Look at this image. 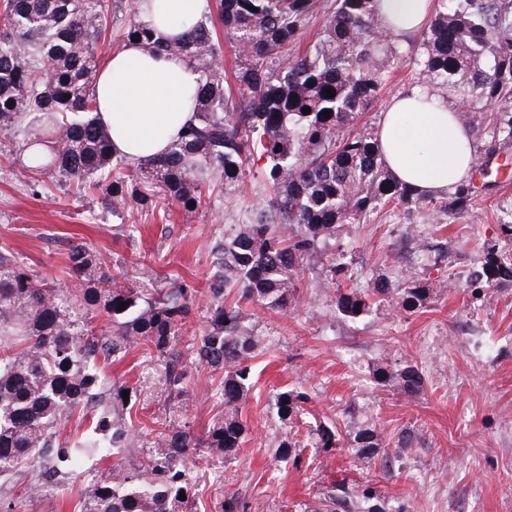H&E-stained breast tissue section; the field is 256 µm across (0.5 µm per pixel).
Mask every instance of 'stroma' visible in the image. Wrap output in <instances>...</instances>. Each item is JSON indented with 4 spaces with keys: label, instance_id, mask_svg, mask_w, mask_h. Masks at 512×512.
<instances>
[{
    "label": "stroma",
    "instance_id": "35a3bbf8",
    "mask_svg": "<svg viewBox=\"0 0 512 512\" xmlns=\"http://www.w3.org/2000/svg\"><path fill=\"white\" fill-rule=\"evenodd\" d=\"M10 140L0 141V249L58 284L71 283L68 252L80 240L110 270L131 254H158L159 273L205 285L212 273L210 247L243 213L218 203L206 215L174 212L169 220L137 211L115 217L97 195L77 194L63 179L43 177L39 192L22 182ZM512 143L489 161L491 174L469 214L434 223L427 211L411 224L379 208L363 224L341 227L351 287L366 288L383 275L402 284L416 279L427 300L408 314L371 298L368 314L341 315L318 264H310L293 311L245 304L244 326L258 339L251 390L238 408L246 433L233 456L202 450L188 472L193 512H223L234 496L244 512H311L334 495L337 483L355 492L374 488L382 512H512V284L474 296L467 274L481 267L490 247L511 244L512 178L498 173ZM207 295H198L190 333L175 346L187 371L185 393L170 394L162 359L133 350L105 365L112 387H129L134 408L148 426L166 425L201 435L224 419L223 371L195 363L194 333L207 323ZM418 367L419 395L375 382L385 366ZM295 389L308 400L291 420L276 412L278 393ZM340 434L337 447H322L316 431ZM369 428L380 440L373 458L359 457L349 433ZM414 438L400 454L401 434ZM297 441L281 455L284 437ZM95 476L76 481L47 478L41 467L0 484V497L17 512H73Z\"/></svg>",
    "mask_w": 512,
    "mask_h": 512
}]
</instances>
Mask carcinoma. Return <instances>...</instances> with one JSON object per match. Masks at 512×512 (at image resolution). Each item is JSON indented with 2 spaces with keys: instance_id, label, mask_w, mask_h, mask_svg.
<instances>
[{
  "instance_id": "carcinoma-1",
  "label": "carcinoma",
  "mask_w": 512,
  "mask_h": 512,
  "mask_svg": "<svg viewBox=\"0 0 512 512\" xmlns=\"http://www.w3.org/2000/svg\"><path fill=\"white\" fill-rule=\"evenodd\" d=\"M214 2L208 9L216 16L170 38L155 36L130 3L123 40H139L152 55L179 56L197 74L185 133L164 154L134 165L112 151L94 94L112 0H0V132H12L20 151L52 144L49 155L34 150L21 163L23 178L74 180L79 190L102 195L114 216L140 210L165 219L174 207L204 213L217 198L245 196L248 186L255 198L212 248L213 272L204 286L209 316L193 350L197 362L224 371V421L200 438L182 429L158 432L147 459L101 470L81 512H187L189 500L179 494L189 492V456L200 448L226 456L239 450L245 428L238 406L251 388L255 339L242 325L239 303L226 296L286 314L311 258H324L331 287L348 272L345 255L327 249L339 225L363 223L382 204L393 205L398 219L418 207L440 220L450 210L469 212L477 197L472 179L449 201L417 193L389 173L374 132L351 129L403 58L397 38L381 28V0ZM435 2L413 58L416 84L452 98L471 129L490 114L493 137L512 142V9L503 0ZM318 9L325 22L302 51L297 35ZM326 88L335 97H326ZM26 119L36 131L22 125ZM145 267L139 254L113 274L89 245L74 242L68 270L80 288L73 292L0 251V481L41 463L68 481L72 460L89 448L132 454L135 435L123 418L130 402L122 395L130 388L112 390L94 436L59 439L62 424L103 394L98 359L135 348L153 353L166 361L170 391L182 394L184 373L171 343L190 323L199 289L178 280L159 288L152 270L145 280L136 277ZM502 282L512 283V251L492 249L465 288L475 294ZM368 295L390 298L409 313L426 299L415 281L394 288L377 280L366 295L337 289L336 307L356 320L368 312ZM373 377L408 396L423 388L415 366L395 373L380 366ZM305 400L301 391L280 392L279 418L292 419ZM352 442L366 458L379 449L371 429L355 432ZM352 501L337 484L332 504L353 512Z\"/></svg>"
}]
</instances>
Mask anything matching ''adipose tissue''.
I'll list each match as a JSON object with an SVG mask.
<instances>
[{"label":"adipose tissue","mask_w":512,"mask_h":512,"mask_svg":"<svg viewBox=\"0 0 512 512\" xmlns=\"http://www.w3.org/2000/svg\"><path fill=\"white\" fill-rule=\"evenodd\" d=\"M204 0H156L141 19L170 37L192 23ZM434 0H382L398 23L395 36L414 32L429 18ZM195 75L180 58L146 55L134 42L113 54L96 81L99 122L112 149L137 162L164 153L191 119L188 95ZM375 139L394 178L435 197L453 193L469 177L474 161L472 133L453 106L423 85L393 97Z\"/></svg>","instance_id":"1"}]
</instances>
